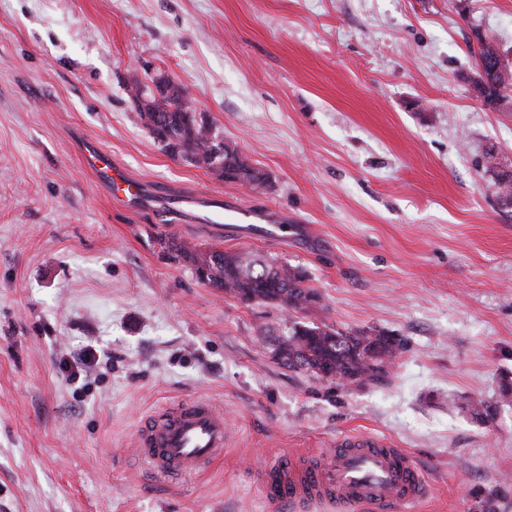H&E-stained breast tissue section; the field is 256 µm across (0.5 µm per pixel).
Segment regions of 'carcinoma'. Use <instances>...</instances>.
I'll use <instances>...</instances> for the list:
<instances>
[{
    "label": "carcinoma",
    "instance_id": "carcinoma-1",
    "mask_svg": "<svg viewBox=\"0 0 512 512\" xmlns=\"http://www.w3.org/2000/svg\"><path fill=\"white\" fill-rule=\"evenodd\" d=\"M129 94L166 153L228 181L265 183L266 174L253 167L237 148L220 140L205 115L191 108L182 86L157 97L148 85L135 83ZM483 95L486 105H499L500 78L489 80ZM183 256L201 282L241 302H278L294 311L318 302V293L305 286L300 269L263 255L209 250L185 251ZM399 349L400 341L383 332H343L327 325L311 327L295 322L288 335L276 339L275 351L278 362L290 369L304 370L315 379H330L343 387H363L388 381ZM467 408L479 421L496 415V406L481 399L468 401Z\"/></svg>",
    "mask_w": 512,
    "mask_h": 512
}]
</instances>
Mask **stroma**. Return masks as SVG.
<instances>
[{
    "label": "stroma",
    "mask_w": 512,
    "mask_h": 512,
    "mask_svg": "<svg viewBox=\"0 0 512 512\" xmlns=\"http://www.w3.org/2000/svg\"><path fill=\"white\" fill-rule=\"evenodd\" d=\"M512 60V0H0V512H292L261 480L289 453L374 433L429 482L416 512H475L512 477V107L471 89ZM163 73L267 173L218 178L165 153L128 94ZM110 152L152 196L114 202L83 163ZM281 210L282 239L220 233L173 199ZM255 252L320 296L290 311L199 281L183 251ZM402 339L391 377L342 388L279 364L293 322ZM90 347L112 364L66 370ZM204 396L223 460L163 480L132 447L163 402Z\"/></svg>",
    "instance_id": "35a3bbf8"
}]
</instances>
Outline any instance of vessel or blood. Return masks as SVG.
<instances>
[{
    "mask_svg": "<svg viewBox=\"0 0 512 512\" xmlns=\"http://www.w3.org/2000/svg\"><path fill=\"white\" fill-rule=\"evenodd\" d=\"M87 164L116 202L135 207L144 196L141 181L112 162L109 153L87 154ZM201 218L215 228L251 236L275 234L273 215L260 214L223 199L192 198ZM232 440L222 408L203 398H181L163 405L136 431L135 452L155 475L174 479L205 472L223 459ZM274 502L328 501L337 512H407L429 490L424 472L386 437L347 435L316 463L280 462L263 471Z\"/></svg>",
    "mask_w": 512,
    "mask_h": 512,
    "instance_id": "1",
    "label": "vessel or blood"
}]
</instances>
